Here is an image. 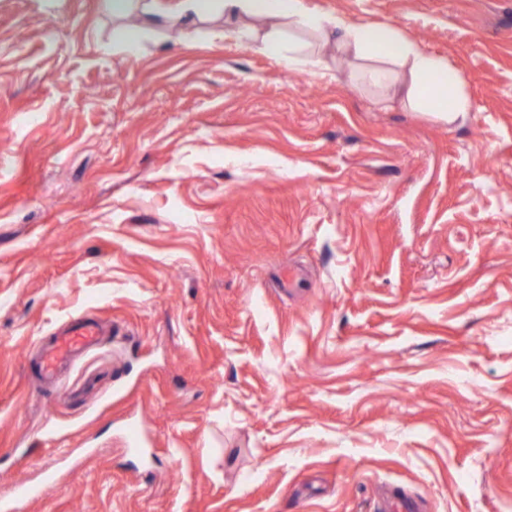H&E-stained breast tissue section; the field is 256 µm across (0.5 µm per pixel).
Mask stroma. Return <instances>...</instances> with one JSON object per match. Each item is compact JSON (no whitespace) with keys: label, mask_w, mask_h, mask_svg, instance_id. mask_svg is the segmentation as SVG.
<instances>
[{"label":"stroma","mask_w":512,"mask_h":512,"mask_svg":"<svg viewBox=\"0 0 512 512\" xmlns=\"http://www.w3.org/2000/svg\"><path fill=\"white\" fill-rule=\"evenodd\" d=\"M447 57L450 123L216 18L0 0V495L512 512V0H308ZM99 345L40 371L57 331ZM138 422L143 445L125 427Z\"/></svg>","instance_id":"35a3bbf8"}]
</instances>
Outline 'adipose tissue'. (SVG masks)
Listing matches in <instances>:
<instances>
[{"label": "adipose tissue", "mask_w": 512, "mask_h": 512, "mask_svg": "<svg viewBox=\"0 0 512 512\" xmlns=\"http://www.w3.org/2000/svg\"><path fill=\"white\" fill-rule=\"evenodd\" d=\"M224 19V37L317 77L349 65L351 84L380 90L415 112L466 115L472 100L446 58L389 24L318 15L306 0H183L181 20Z\"/></svg>", "instance_id": "adipose-tissue-1"}]
</instances>
